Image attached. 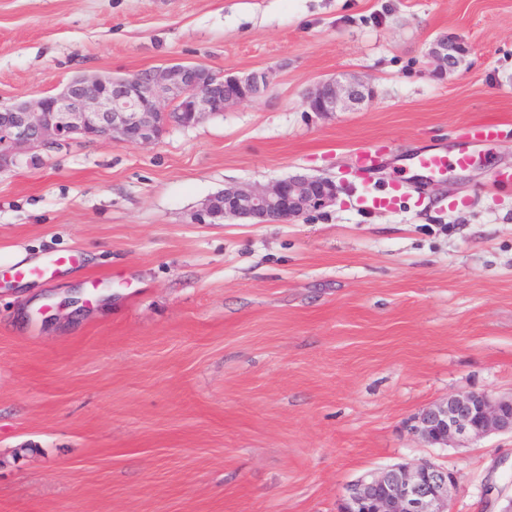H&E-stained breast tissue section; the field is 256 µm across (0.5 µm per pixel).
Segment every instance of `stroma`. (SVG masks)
Returning <instances> with one entry per match:
<instances>
[{"label":"stroma","mask_w":512,"mask_h":512,"mask_svg":"<svg viewBox=\"0 0 512 512\" xmlns=\"http://www.w3.org/2000/svg\"><path fill=\"white\" fill-rule=\"evenodd\" d=\"M441 35L468 48L444 77ZM171 62L274 81L148 147L59 144L0 172V512H336L366 472L425 459L456 474L450 512L512 495V434L410 431L448 395L512 394V187L492 182L512 168V0H0V107ZM339 74L373 98L309 111ZM494 119L467 166H413ZM294 176L335 180V204L193 219ZM395 180L421 207L356 209ZM71 249L58 281L14 273Z\"/></svg>","instance_id":"35a3bbf8"}]
</instances>
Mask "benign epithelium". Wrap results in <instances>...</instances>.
<instances>
[{"instance_id": "7a95c632", "label": "benign epithelium", "mask_w": 512, "mask_h": 512, "mask_svg": "<svg viewBox=\"0 0 512 512\" xmlns=\"http://www.w3.org/2000/svg\"><path fill=\"white\" fill-rule=\"evenodd\" d=\"M466 47L455 38L434 40L428 57L441 75L453 72ZM273 79L268 69L234 74L173 63L124 76L83 75L55 94L0 109V171L37 148L86 139L147 146L172 126L193 127L226 109L262 97ZM372 96L363 79L330 77L304 98L312 112L351 108ZM327 177H288L265 186H230L205 200L194 220L219 224L249 219L284 223L336 202ZM411 430L442 448L494 433L512 434V395L467 392L423 408ZM456 474L429 460L399 463L359 477L346 488L339 512H449Z\"/></svg>"}]
</instances>
